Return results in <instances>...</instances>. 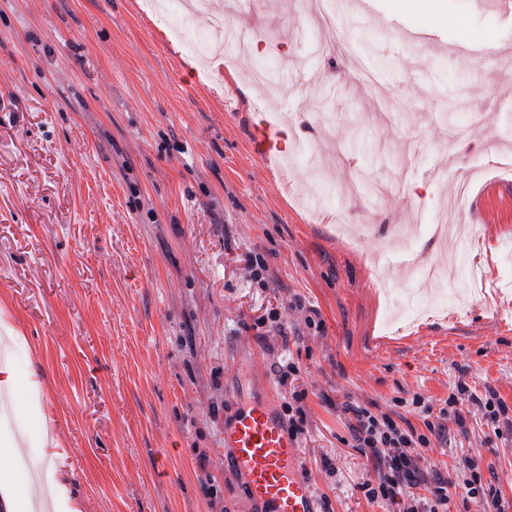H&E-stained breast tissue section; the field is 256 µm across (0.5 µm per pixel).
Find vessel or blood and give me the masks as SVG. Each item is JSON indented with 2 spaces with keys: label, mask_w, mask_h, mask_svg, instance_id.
Instances as JSON below:
<instances>
[{
  "label": "vessel or blood",
  "mask_w": 512,
  "mask_h": 512,
  "mask_svg": "<svg viewBox=\"0 0 512 512\" xmlns=\"http://www.w3.org/2000/svg\"><path fill=\"white\" fill-rule=\"evenodd\" d=\"M224 446L261 512H315L297 443L265 404L253 402L238 410L224 428Z\"/></svg>",
  "instance_id": "1"
}]
</instances>
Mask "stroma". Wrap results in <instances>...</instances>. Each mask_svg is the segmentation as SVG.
<instances>
[{"instance_id": "35a3bbf8", "label": "stroma", "mask_w": 512, "mask_h": 512, "mask_svg": "<svg viewBox=\"0 0 512 512\" xmlns=\"http://www.w3.org/2000/svg\"><path fill=\"white\" fill-rule=\"evenodd\" d=\"M213 2L0 0V358L42 392L38 417L0 404V435L54 441L0 469L6 512H50L30 488L54 473L78 512H259L224 423L295 393L318 512H387L338 402L420 433L413 399L460 383L512 409V62L458 52L499 51L512 14ZM264 124L288 138L261 155ZM466 456L512 503V424L470 405L420 465Z\"/></svg>"}]
</instances>
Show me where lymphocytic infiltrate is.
I'll return each mask as SVG.
<instances>
[{"mask_svg":"<svg viewBox=\"0 0 512 512\" xmlns=\"http://www.w3.org/2000/svg\"><path fill=\"white\" fill-rule=\"evenodd\" d=\"M466 393V386L461 385L449 395L445 407L439 410L437 422L429 424L425 435L402 428L389 415L379 416L367 407L342 403L341 410L351 421V436L357 448L383 471L378 482L361 483L360 489L368 501L386 503L392 512H451L452 492L459 488L468 497L478 499L483 512H505L497 491L484 487L477 459L465 460L464 478L459 483L437 472L424 473L419 465L421 449L430 447L432 438L440 436L445 420L465 427L461 405Z\"/></svg>","mask_w":512,"mask_h":512,"instance_id":"lymphocytic-infiltrate-1","label":"lymphocytic infiltrate"}]
</instances>
